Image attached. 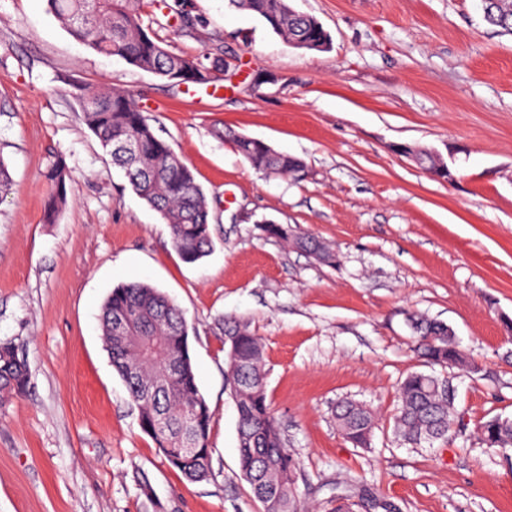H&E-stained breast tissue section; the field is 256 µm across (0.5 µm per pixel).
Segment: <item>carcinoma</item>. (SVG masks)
Listing matches in <instances>:
<instances>
[{"mask_svg":"<svg viewBox=\"0 0 512 512\" xmlns=\"http://www.w3.org/2000/svg\"><path fill=\"white\" fill-rule=\"evenodd\" d=\"M49 10L69 33L93 50L119 57L128 64L155 76L180 84L208 85L222 69L223 47L206 55L213 65L176 52L172 45L152 33L144 24L141 0H47ZM230 7L258 15L285 42L300 38L320 39L321 32L289 13L291 0H228ZM489 25L512 35V0H491ZM81 112L101 146L122 168L132 190L169 225L174 247L186 263L206 257L212 246L210 212L203 188L191 167L154 131L141 107L126 92L102 87L80 90ZM225 137L256 170L267 175L292 173L299 159L286 153H271L264 142L230 131ZM67 171L54 163L47 179L54 191L47 217L55 214L67 198ZM268 237L282 239L316 259L332 264L336 255L312 236H300L284 224H264ZM127 319L126 336L112 338L107 346L112 365L122 379L131 362L140 363L135 383H126L129 397L139 410L142 431L154 442L165 461L189 481L208 478L212 448L209 436L213 411L200 393L188 346V325L181 310L161 290L144 282L121 284L112 289L102 307L101 326L109 335L112 321ZM417 351L426 363L441 367H462L465 359L448 325L425 317L408 321ZM161 341L169 352L185 361L172 379L165 395L145 400L140 386L150 383L162 365L149 359L144 349ZM224 351L228 384L238 412V461L242 477L249 484L263 512H302L297 499V462L285 448L278 421L267 396L266 371L260 338L245 326L234 323L224 328ZM28 366L21 362L15 347L0 343V400L26 390ZM448 377L434 372L414 371L399 385V408L395 418L396 441L406 448H422L448 440L453 430L455 396L448 394ZM164 414V428L154 421ZM336 426L355 447L371 445L376 417L363 404L345 400L336 405ZM486 447L503 455L512 452V418L496 416L480 426ZM193 451H185L186 444ZM402 512L394 499L367 490L356 505L340 504L336 512Z\"/></svg>","mask_w":512,"mask_h":512,"instance_id":"obj_1","label":"carcinoma"}]
</instances>
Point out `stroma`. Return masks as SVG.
Wrapping results in <instances>:
<instances>
[{
  "label": "stroma",
  "instance_id": "35a3bbf8",
  "mask_svg": "<svg viewBox=\"0 0 512 512\" xmlns=\"http://www.w3.org/2000/svg\"><path fill=\"white\" fill-rule=\"evenodd\" d=\"M183 32L162 0L144 18L176 51L224 41L229 76L161 80L76 40L46 0H0V343L30 370L0 403V512H261L238 463L224 321L263 345L267 393L311 512L373 489L403 512H512V459L480 424L512 417V36L480 0H295L330 32L327 52L289 47L227 0H185ZM270 81L253 86V73ZM124 90L207 194L213 250L182 262L161 216L86 125L74 84ZM300 158L256 171L225 128ZM407 143L454 178L435 179ZM69 175L53 221L54 162ZM285 224L336 255L315 260L264 235ZM143 281L184 312L197 383L215 414L208 478L186 480L140 428L112 366L100 313ZM447 323L468 369L452 370L454 432L434 447L393 435L397 386L422 370L408 319ZM352 399L377 420L370 448L336 428Z\"/></svg>",
  "mask_w": 512,
  "mask_h": 512
}]
</instances>
